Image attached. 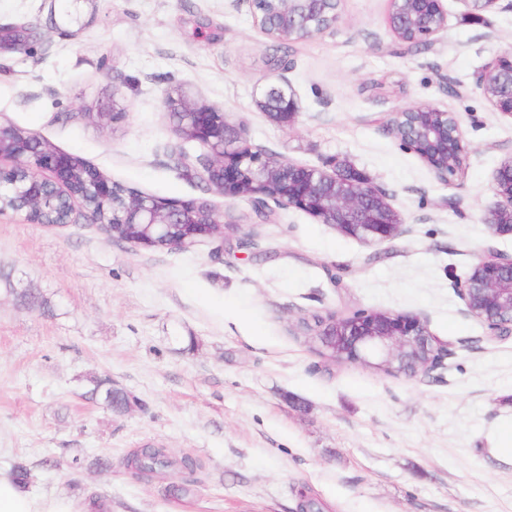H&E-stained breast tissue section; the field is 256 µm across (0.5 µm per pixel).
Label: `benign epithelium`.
Returning <instances> with one entry per match:
<instances>
[{
    "mask_svg": "<svg viewBox=\"0 0 512 512\" xmlns=\"http://www.w3.org/2000/svg\"><path fill=\"white\" fill-rule=\"evenodd\" d=\"M254 25L279 42L305 40L336 27L341 0H246ZM444 0H389L387 24L395 39L406 32L408 43L435 42L447 29ZM35 39L31 27L0 23V53L21 51ZM476 87L495 111L512 118V49L493 55L478 72ZM288 79L278 75L265 95L280 94L288 119L297 104L286 91ZM174 133L183 142L204 146L202 177L219 193L245 198L261 211L269 203L296 208L365 244L390 240L403 231L401 213L386 195L360 173L348 179L315 166L276 162L243 137L229 138L224 113L189 103L180 91L167 96ZM87 116L114 123L125 117L113 100ZM390 130L416 153L441 180L455 174L464 160V131L452 112L435 105L400 109ZM0 216L25 213L32 224L59 226L82 219L109 236L132 229L126 241L152 248L159 241L169 250L185 251L205 239L224 238V215L210 205L163 200L123 186L86 167L77 169L73 156L57 151L40 137L14 126L0 125ZM491 189L497 198L483 216L496 235H512V157L495 171ZM466 311L483 321L496 336L512 335V254L493 252L479 258L459 288ZM316 336L336 361L359 363L388 374L428 375L446 368L448 348L429 331L424 319L407 313L361 311L320 324Z\"/></svg>",
    "mask_w": 512,
    "mask_h": 512,
    "instance_id": "7a95c632",
    "label": "benign epithelium"
}]
</instances>
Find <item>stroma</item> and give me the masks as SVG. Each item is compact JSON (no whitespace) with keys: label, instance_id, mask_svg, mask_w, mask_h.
Listing matches in <instances>:
<instances>
[{"label":"stroma","instance_id":"35a3bbf8","mask_svg":"<svg viewBox=\"0 0 512 512\" xmlns=\"http://www.w3.org/2000/svg\"><path fill=\"white\" fill-rule=\"evenodd\" d=\"M387 5L343 0L334 29L277 47L247 0H0L1 23L38 33L31 51L0 54V119L129 190L204 201L242 226L217 256L209 241L134 247L95 224L0 216L1 470L30 465L37 494L108 492L112 512H512V335L492 337L456 289L478 254L512 253L481 222L512 118L475 87L512 47V0L478 15L445 0L439 41L411 48L389 34ZM280 74L299 106L288 126L258 105ZM176 88L275 159L362 171L403 233L368 246L300 210L266 217L219 194L201 177L205 148L173 131ZM112 95L124 120L89 119ZM427 103L465 134L464 166L445 181L386 127ZM361 310L423 318L447 369L327 364L305 322ZM90 375L138 406L89 400ZM143 447L198 459L194 496L136 478L125 462Z\"/></svg>","mask_w":512,"mask_h":512}]
</instances>
